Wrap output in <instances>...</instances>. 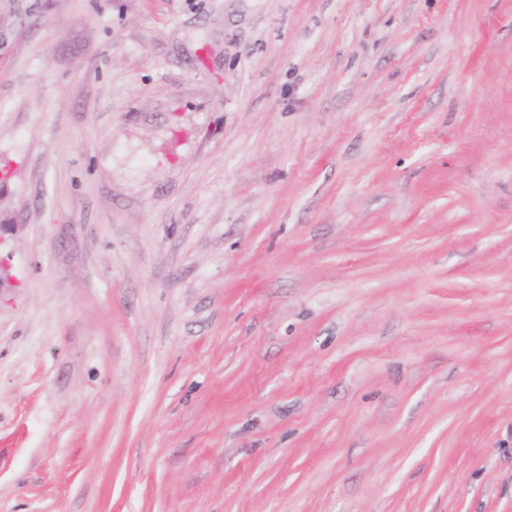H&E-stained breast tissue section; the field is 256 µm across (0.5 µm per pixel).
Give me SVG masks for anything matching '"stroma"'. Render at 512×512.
<instances>
[{
  "instance_id": "obj_1",
  "label": "stroma",
  "mask_w": 512,
  "mask_h": 512,
  "mask_svg": "<svg viewBox=\"0 0 512 512\" xmlns=\"http://www.w3.org/2000/svg\"><path fill=\"white\" fill-rule=\"evenodd\" d=\"M0 512H512V0H0Z\"/></svg>"
}]
</instances>
